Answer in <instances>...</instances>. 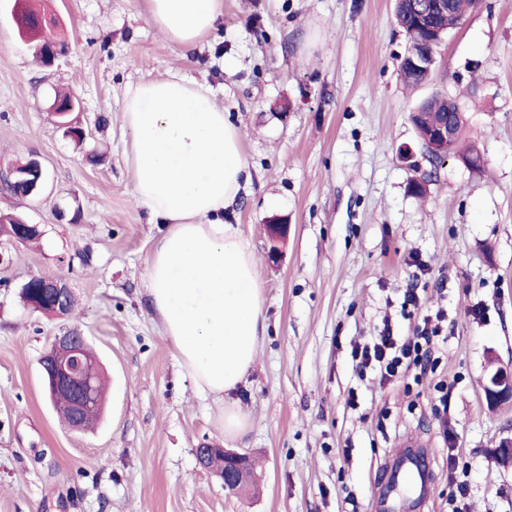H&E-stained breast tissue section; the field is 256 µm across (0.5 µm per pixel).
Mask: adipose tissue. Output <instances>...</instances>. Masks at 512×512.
Listing matches in <instances>:
<instances>
[{"label":"adipose tissue","mask_w":512,"mask_h":512,"mask_svg":"<svg viewBox=\"0 0 512 512\" xmlns=\"http://www.w3.org/2000/svg\"><path fill=\"white\" fill-rule=\"evenodd\" d=\"M141 3L183 52L209 42L224 17V0ZM122 122L131 133L125 159L134 200L162 227L145 268L150 306L181 368L216 405L220 429L240 435L248 421L230 396L266 330L251 245L224 221L249 178L242 133L210 87L178 75L131 88Z\"/></svg>","instance_id":"ef3b65f1"}]
</instances>
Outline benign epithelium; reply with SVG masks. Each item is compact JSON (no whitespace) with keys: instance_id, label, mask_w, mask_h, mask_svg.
Wrapping results in <instances>:
<instances>
[{"instance_id":"7a95c632","label":"benign epithelium","mask_w":512,"mask_h":512,"mask_svg":"<svg viewBox=\"0 0 512 512\" xmlns=\"http://www.w3.org/2000/svg\"><path fill=\"white\" fill-rule=\"evenodd\" d=\"M40 33L41 38L35 44V49L43 57L45 65L51 66L65 54L66 48L46 30L42 29ZM456 132L457 125L454 122L446 126L440 125L438 132L429 142L430 152L439 157L448 155V145ZM44 181L45 172L41 163L31 159L25 169L13 171L10 187L20 194L29 196L37 193ZM8 235L16 241H24L33 235L39 237L42 232L37 224L15 219L8 228ZM37 288L51 299L57 316L62 317L73 311V292L64 278L35 276L24 286L26 291ZM42 366L51 398L70 409L71 429H82L84 413L96 402L93 380L98 374L97 361L85 355L73 333L65 331L54 336L43 354ZM482 391L486 403L491 407L512 405V365L499 366L495 358H488V373L482 384ZM196 454L201 458L209 454H219L224 458L216 473L223 481L225 489L240 492L250 487L252 465L246 455L227 448H212L205 444L196 449ZM495 455L503 468L512 469V436L499 441Z\"/></svg>"}]
</instances>
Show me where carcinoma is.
Segmentation results:
<instances>
[{
  "mask_svg": "<svg viewBox=\"0 0 512 512\" xmlns=\"http://www.w3.org/2000/svg\"><path fill=\"white\" fill-rule=\"evenodd\" d=\"M434 0H396L394 19L404 33L410 55L416 59L435 55L436 48L444 37L457 27L466 15L479 7L480 0H446L447 6L440 10L432 9ZM400 76L404 82L418 86L427 82L432 68L420 64L414 65L408 60L399 64ZM457 108L449 104L448 98L434 95L421 101L409 119L416 128L421 142L425 143L439 122L443 113L455 112ZM459 140H454L449 155L466 160L470 168L478 170L484 163V156L478 148L472 146L460 152Z\"/></svg>",
  "mask_w": 512,
  "mask_h": 512,
  "instance_id": "cac0c4a2",
  "label": "carcinoma"
}]
</instances>
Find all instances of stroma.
Masks as SVG:
<instances>
[{"mask_svg":"<svg viewBox=\"0 0 512 512\" xmlns=\"http://www.w3.org/2000/svg\"><path fill=\"white\" fill-rule=\"evenodd\" d=\"M27 6L59 21L69 51L53 66L19 35L13 15ZM406 47L394 0H224L215 39L188 53L137 0H0V215L43 231L35 243L0 232V512H381L410 445L431 467L418 512L460 499L467 512H512V470L493 455L512 408H488L481 389L489 356L512 362V0H482L415 89L399 77ZM172 74L213 89L249 163L227 220L251 243L267 333L235 437L180 368L146 291L160 227L133 202L121 109L137 83ZM60 90L78 100L67 120L83 141L50 111ZM437 93L459 103L480 171L430 163L408 114ZM32 158L42 190L12 192V170ZM422 171L421 198L409 184ZM41 275L68 281L72 315L23 304ZM408 288L419 303L406 309ZM439 311L433 373L382 386L356 369L354 343L387 324L411 334ZM66 329L87 337L107 381L100 420L81 432L40 369ZM204 443L249 455L259 492L226 491L197 462Z\"/></svg>","mask_w":512,"mask_h":512,"instance_id":"1","label":"stroma"}]
</instances>
